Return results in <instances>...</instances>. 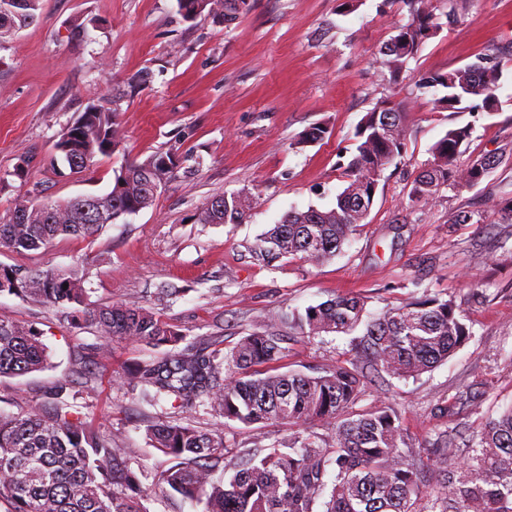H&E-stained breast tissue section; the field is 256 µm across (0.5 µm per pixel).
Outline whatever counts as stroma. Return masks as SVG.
Masks as SVG:
<instances>
[{
  "label": "stroma",
  "instance_id": "1",
  "mask_svg": "<svg viewBox=\"0 0 512 512\" xmlns=\"http://www.w3.org/2000/svg\"><path fill=\"white\" fill-rule=\"evenodd\" d=\"M432 4L436 32L393 81L381 77L378 62L408 20L401 0H355L349 8L343 0H250L229 23L220 16L187 20L177 0H43L37 22L0 42V221L23 199L103 194L126 161L168 152L180 167L153 206L83 241L59 240L35 252L0 247V264L46 271L82 262L89 306L137 301L158 309L189 341L220 336L228 347L265 330L271 312L300 313L338 295L367 297L371 312L425 294L453 298L470 339L418 377L373 378L351 411L390 405L416 448H430L449 426L471 432L512 407V224L448 218L512 198V159L475 187L441 189L424 208H410L408 191L448 129L472 126L469 158L512 148V0ZM484 54L502 69L494 114L473 112L467 101L442 110L419 89L422 76ZM399 101L410 113L405 151L384 171L365 223L342 252L318 265H255L249 247L289 210L333 205L361 117ZM94 103L116 111L123 150L100 158L94 173L61 174L55 144ZM317 124L326 125L324 138L298 145ZM18 168L24 176H15ZM224 192L250 193L243 223H198L201 208ZM165 285L181 287L182 295L160 302ZM0 316L38 328L49 355L43 370L0 378V412L21 413L62 386L65 400L105 440L135 450L147 474L169 467L145 434L151 406L112 385L151 348L114 342L107 369H91L90 392L74 384L73 370L77 352L99 343L93 327L63 322L6 292ZM285 347L282 369L308 375L351 354L346 336L294 334ZM467 388L474 401L448 415L449 401ZM190 420L206 432L222 429L228 460L238 449L284 443L293 434L285 425L246 426L203 409Z\"/></svg>",
  "mask_w": 512,
  "mask_h": 512
}]
</instances>
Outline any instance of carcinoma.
Segmentation results:
<instances>
[{"instance_id": "obj_1", "label": "carcinoma", "mask_w": 512, "mask_h": 512, "mask_svg": "<svg viewBox=\"0 0 512 512\" xmlns=\"http://www.w3.org/2000/svg\"><path fill=\"white\" fill-rule=\"evenodd\" d=\"M409 20L384 47L380 68L392 78L406 68L438 28L429 0H403ZM184 17L194 21L211 14L210 0H178ZM42 0H25L22 15L0 19V41L38 19ZM502 70L485 56L447 73L421 79L420 88H437V107L452 110L471 97L493 109ZM86 163L70 172H92L98 157L121 148L117 113L101 105L77 119ZM409 134L405 106H377L361 118L355 131V155L345 170L346 185L327 208L290 210L251 247L252 261L268 266L286 258L320 263L339 253L369 215L386 168L401 157ZM468 126L452 128L431 148V158L415 176L410 201L427 207L448 186L474 187L504 161L507 151L461 161ZM176 158L155 153L122 165L110 189L89 204L79 197L62 202L16 204L0 222V246L36 251L54 241L84 240L103 225L153 205L151 172L165 181L176 177ZM251 206L247 193L213 197L199 212L201 224H239ZM489 213L512 224V199L495 200ZM484 213L457 211L450 224H482ZM86 270L22 273L0 266V293L18 294L36 305L62 310L65 319L94 325L100 340L93 362L104 367L114 339L171 350L136 360L119 386L139 392L155 407L166 401L174 409L202 407L215 417L246 426L288 424L297 432L288 445L244 448L230 464L224 483L212 473L224 464V434L202 432L167 411L143 420L146 436L172 465L155 475L158 491L178 494L203 505L202 512H314L326 486L330 465L336 478L323 512H512V408L487 420L464 439L460 430L439 433L440 461L430 464L407 442L399 415L382 403L354 415L369 375L418 376L450 357L471 334L452 299L426 297L378 313L367 311V298L336 296L302 314L271 316V326L288 322L303 336L346 334L364 326L352 339L351 357L316 375L279 371L283 338L273 331L254 332L224 351L220 342L205 347L185 342V335L137 302L98 309L67 310L83 303ZM48 363L40 332L0 316V377L39 371ZM319 422L322 437L303 433ZM133 449L104 442L87 417L54 397L21 415L0 413V503L8 512H147L146 488L134 468Z\"/></svg>"}]
</instances>
